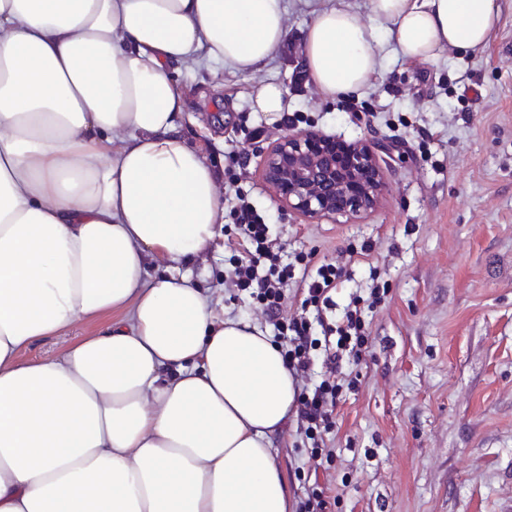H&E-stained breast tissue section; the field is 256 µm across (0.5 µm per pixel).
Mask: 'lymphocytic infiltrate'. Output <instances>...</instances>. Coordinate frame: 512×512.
Here are the masks:
<instances>
[{
    "mask_svg": "<svg viewBox=\"0 0 512 512\" xmlns=\"http://www.w3.org/2000/svg\"><path fill=\"white\" fill-rule=\"evenodd\" d=\"M238 200L231 219L243 253L231 272L232 282L238 290L255 296L268 319L288 341L284 359L297 383V424L312 442L308 463L310 470L316 472L335 454L329 435L334 428L336 404L343 389L355 385L354 380L343 375L341 362L349 358L358 363L369 356L370 331L364 313L381 303L385 291L375 285L368 296L352 295L342 317L328 319L334 305L333 294L345 275L344 267L316 263L311 253L302 256L300 268L280 264V248L269 236L267 215L258 211L246 195H239ZM292 279L297 280L305 294L307 316L297 318L283 313L282 288ZM312 318L326 338V377L315 386L307 383L315 347L308 326Z\"/></svg>",
    "mask_w": 512,
    "mask_h": 512,
    "instance_id": "lymphocytic-infiltrate-1",
    "label": "lymphocytic infiltrate"
}]
</instances>
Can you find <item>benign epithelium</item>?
Returning <instances> with one entry per match:
<instances>
[{"label": "benign epithelium", "instance_id": "1", "mask_svg": "<svg viewBox=\"0 0 512 512\" xmlns=\"http://www.w3.org/2000/svg\"><path fill=\"white\" fill-rule=\"evenodd\" d=\"M263 183L288 211L307 217H351L376 207L386 189L379 146L358 139L300 130L279 137L264 152Z\"/></svg>", "mask_w": 512, "mask_h": 512}]
</instances>
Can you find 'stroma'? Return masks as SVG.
Segmentation results:
<instances>
[{
	"label": "stroma",
	"instance_id": "1",
	"mask_svg": "<svg viewBox=\"0 0 512 512\" xmlns=\"http://www.w3.org/2000/svg\"><path fill=\"white\" fill-rule=\"evenodd\" d=\"M286 48L243 75L221 64L182 69L183 134L222 177L243 180L269 217L282 261L298 255L347 266L334 294L385 284L368 313L372 357L351 366L358 390L336 406L337 455L328 464L332 512H506L512 507V0L482 49L444 52L433 62L396 54L368 86L327 98L297 83L311 15L287 0ZM274 81L306 126L382 145L386 194L346 218L307 219L281 208L260 179L262 150L287 129L254 111L257 86ZM235 232L224 222L192 270L225 316L265 325L257 300L232 288ZM370 255H359L363 243ZM308 445L289 419L274 444L288 491L313 484Z\"/></svg>",
	"mask_w": 512,
	"mask_h": 512
}]
</instances>
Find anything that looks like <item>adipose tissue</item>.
<instances>
[{
    "label": "adipose tissue",
    "mask_w": 512,
    "mask_h": 512,
    "mask_svg": "<svg viewBox=\"0 0 512 512\" xmlns=\"http://www.w3.org/2000/svg\"><path fill=\"white\" fill-rule=\"evenodd\" d=\"M369 10L419 62L483 48L501 16L499 0ZM311 14L315 88L375 79L383 47L345 0ZM286 16L284 0H0V512H290L272 444L297 388L272 337L189 273L224 201L174 80L202 60L261 71ZM93 328V324L81 323L60 335L39 340L23 350L21 358L28 362H36L55 356L74 341L87 336Z\"/></svg>",
    "instance_id": "adipose-tissue-1"
}]
</instances>
